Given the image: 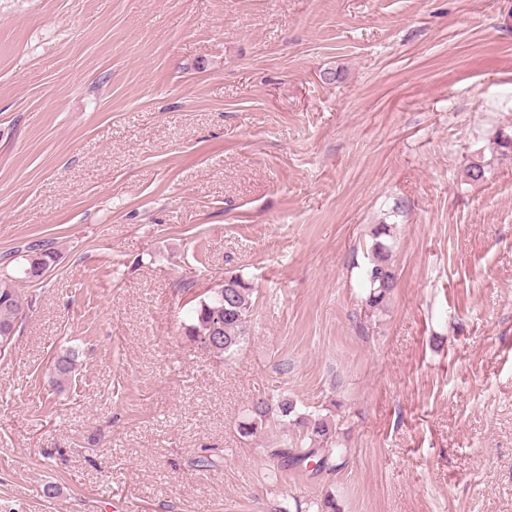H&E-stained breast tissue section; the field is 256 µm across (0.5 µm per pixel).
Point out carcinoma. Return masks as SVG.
<instances>
[{
    "mask_svg": "<svg viewBox=\"0 0 512 512\" xmlns=\"http://www.w3.org/2000/svg\"><path fill=\"white\" fill-rule=\"evenodd\" d=\"M395 225L379 224L373 231L370 247L371 258L364 271L367 288L366 305L371 309L382 308L396 287V273L391 263V241ZM56 252L46 244L28 247V269L33 277L46 273L54 264ZM253 287L241 276L231 273L224 276V283L202 294L193 295L192 322L183 326L184 333L216 357L222 359L239 345L246 331L253 310ZM33 300L21 295L13 277L0 270V351L12 347L13 328L21 327L32 310ZM75 355L70 351L60 353L54 361V382L61 389L75 373ZM291 422L301 428V443L291 448H277L272 456L282 460L285 466H300L311 458H317L318 469L335 470L340 467L338 458L318 456L321 447L333 443L337 425L328 414L305 415L298 413L296 404L282 399L271 404L267 398H259L249 417L238 424L239 433L251 437L271 417Z\"/></svg>",
    "mask_w": 512,
    "mask_h": 512,
    "instance_id": "obj_1",
    "label": "carcinoma"
}]
</instances>
